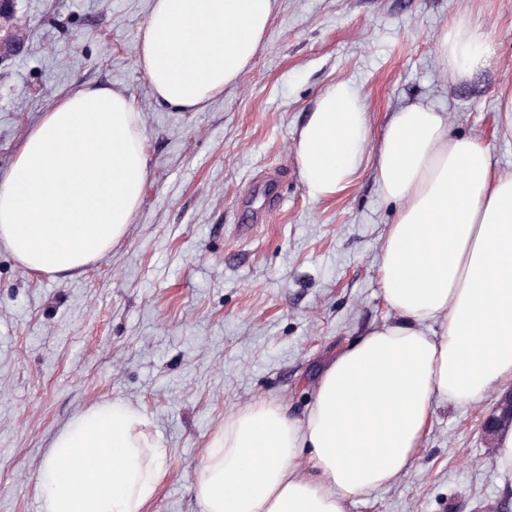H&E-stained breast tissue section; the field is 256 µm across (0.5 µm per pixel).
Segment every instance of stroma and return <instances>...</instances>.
<instances>
[{
  "label": "stroma",
  "mask_w": 512,
  "mask_h": 512,
  "mask_svg": "<svg viewBox=\"0 0 512 512\" xmlns=\"http://www.w3.org/2000/svg\"><path fill=\"white\" fill-rule=\"evenodd\" d=\"M26 51L0 65V182L28 131L75 87L141 113L149 175L126 236L83 271H29L0 245V512H38L36 474L78 412L136 407L168 450L146 512H201L196 470L230 414L258 401L303 417L323 366L393 321L378 248L397 208L370 163L315 200L292 150L317 96L344 81L378 137L401 104L448 114L512 171L498 91L512 85V0H276L238 82L203 110L161 103L134 60L151 0H16ZM495 53L450 82L435 36L459 14ZM436 408L408 472L346 512H512L481 429L498 401Z\"/></svg>",
  "instance_id": "35a3bbf8"
}]
</instances>
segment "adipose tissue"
<instances>
[{
	"label": "adipose tissue",
	"instance_id": "obj_1",
	"mask_svg": "<svg viewBox=\"0 0 512 512\" xmlns=\"http://www.w3.org/2000/svg\"><path fill=\"white\" fill-rule=\"evenodd\" d=\"M275 3L152 0L136 63L156 97L197 112L235 84ZM435 43L452 82L492 53L465 15ZM294 152L315 200L342 191L372 153L380 193L399 205L379 247L382 298L396 318L336 354L304 419L265 401L227 418L196 472L202 512H345L407 472L436 403L512 385V173L421 102L393 112L370 142L364 100L344 82L319 94ZM147 176L133 101L76 88L29 130L0 183V244L31 271L79 272L125 235ZM431 321L438 332H426ZM149 426L120 400L71 418L38 472L39 512H144L168 458Z\"/></svg>",
	"mask_w": 512,
	"mask_h": 512
}]
</instances>
